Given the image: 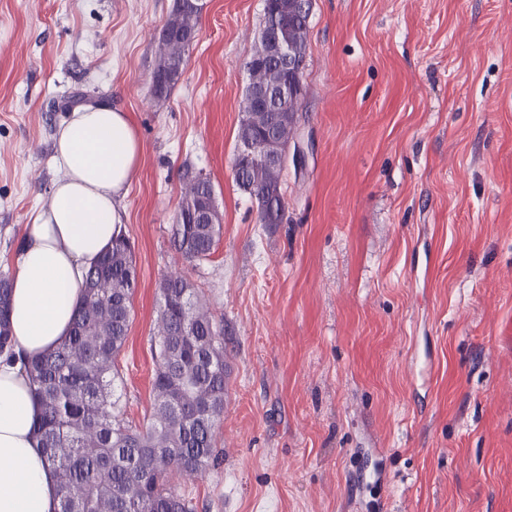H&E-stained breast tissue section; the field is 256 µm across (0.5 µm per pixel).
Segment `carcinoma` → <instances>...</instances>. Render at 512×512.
Masks as SVG:
<instances>
[{
    "instance_id": "cac0c4a2",
    "label": "carcinoma",
    "mask_w": 512,
    "mask_h": 512,
    "mask_svg": "<svg viewBox=\"0 0 512 512\" xmlns=\"http://www.w3.org/2000/svg\"><path fill=\"white\" fill-rule=\"evenodd\" d=\"M277 16L288 32L296 62L307 57L310 14L292 9V0L264 5L262 28ZM200 11L194 0H176L160 39L154 76L157 90H169L182 73L196 36ZM247 68L249 80L278 86L285 69L259 32ZM300 105L281 112L243 107L237 130L235 181L255 199L260 222L281 224L285 204L283 167L260 157L286 152ZM257 153L249 156L245 148ZM223 230L211 180L188 168L172 243L191 268L216 252ZM136 277L134 251L119 232L86 273L85 292L62 344L24 361L42 417L37 437L59 481L60 512H197L194 498L172 492L174 473L194 474L219 466L224 450L216 428L224 414L226 365L224 325L203 306L194 282L182 273L158 282L159 309L154 335V403L142 426L126 422L112 383L131 319ZM12 277L0 272V354H13L9 308Z\"/></svg>"
}]
</instances>
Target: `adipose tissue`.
I'll return each instance as SVG.
<instances>
[{
    "mask_svg": "<svg viewBox=\"0 0 512 512\" xmlns=\"http://www.w3.org/2000/svg\"><path fill=\"white\" fill-rule=\"evenodd\" d=\"M142 152L128 113L75 109L57 130L61 177L25 227L12 284L16 358L0 356V512H59L57 478L34 426L40 407L20 355L56 348L68 335L85 273L120 231V202Z\"/></svg>",
    "mask_w": 512,
    "mask_h": 512,
    "instance_id": "adipose-tissue-1",
    "label": "adipose tissue"
}]
</instances>
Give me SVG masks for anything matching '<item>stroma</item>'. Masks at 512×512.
<instances>
[{"mask_svg":"<svg viewBox=\"0 0 512 512\" xmlns=\"http://www.w3.org/2000/svg\"><path fill=\"white\" fill-rule=\"evenodd\" d=\"M174 3L0 0V272L60 176L65 97L128 112L125 419L153 404L185 167L223 216L190 277L224 321V457L172 489L198 512H512V0H312L273 225L233 172L264 0H205L159 94Z\"/></svg>","mask_w":512,"mask_h":512,"instance_id":"stroma-1","label":"stroma"}]
</instances>
